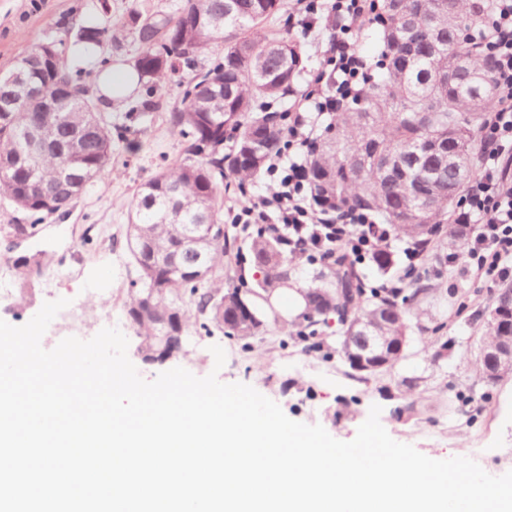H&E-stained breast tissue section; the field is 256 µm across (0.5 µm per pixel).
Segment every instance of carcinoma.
<instances>
[{"label": "carcinoma", "instance_id": "carcinoma-1", "mask_svg": "<svg viewBox=\"0 0 512 512\" xmlns=\"http://www.w3.org/2000/svg\"><path fill=\"white\" fill-rule=\"evenodd\" d=\"M286 0H185L180 14L130 16L141 52L133 68L148 93L186 68L180 103L168 122L185 142V160L161 168L132 200L126 247L133 277L125 310L146 361L180 352L177 337L188 328L200 336L221 332L241 340L264 326L256 300H269L290 285L296 259L276 240L256 237L250 248L263 270L257 288L224 285L228 238L224 230V171L244 183L255 178L281 145L283 128L266 112L252 117L258 100H275L292 88L303 59L292 39L265 31V21ZM486 0H379L371 21L383 43L381 72L361 96L336 113L325 136L308 155L315 200L338 215L364 208L406 238L441 232L448 251L461 252L466 229L446 224L464 182L473 174L478 134L493 105L495 80L479 50L486 29ZM68 32L35 43L11 69L34 86H45L52 104L28 99L10 73L0 74V198L28 215L30 223L9 225L12 238L28 237L44 219L69 213L86 186L112 171V142L128 128L112 126L101 112L90 75L71 68L64 49ZM78 40L99 46L114 39L112 28L89 22ZM224 46L208 68H197L187 48ZM234 149L224 152V142ZM188 232L200 245L178 254L172 248ZM51 260L40 252L20 256L14 269L21 288L43 277ZM302 321L276 322L283 332L300 327L307 340L337 313L345 325L337 352L365 376L392 370L404 357L412 319L435 289L416 281L390 293L367 292L348 268H332L301 290ZM512 289L500 294L485 322L482 348L512 336L504 312ZM382 337L383 348L366 352L367 337ZM487 381L512 378V365L481 364Z\"/></svg>", "mask_w": 512, "mask_h": 512}]
</instances>
